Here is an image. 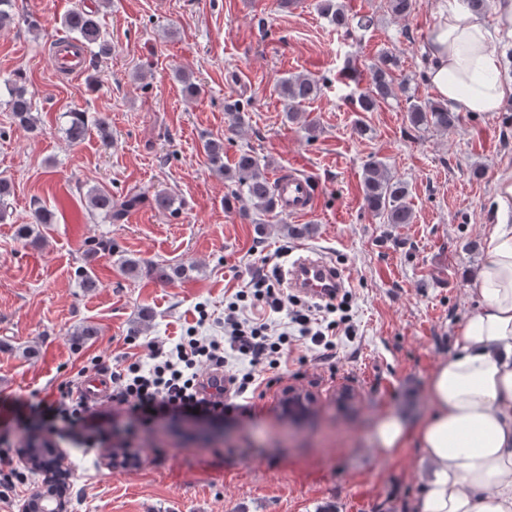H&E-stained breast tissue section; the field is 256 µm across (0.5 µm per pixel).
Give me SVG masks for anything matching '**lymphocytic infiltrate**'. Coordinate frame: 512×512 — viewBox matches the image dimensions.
I'll list each match as a JSON object with an SVG mask.
<instances>
[{"mask_svg":"<svg viewBox=\"0 0 512 512\" xmlns=\"http://www.w3.org/2000/svg\"><path fill=\"white\" fill-rule=\"evenodd\" d=\"M268 310L286 313L283 329H273L267 322ZM351 330L347 297L326 303L317 316L312 309L298 308L287 289L261 279L252 290L238 291L227 304L223 336H202L191 329L174 343H152L147 360L128 361L113 369L112 394L105 406L89 407L85 399L75 397V381L65 382L60 398L30 408L35 428L28 437L50 448L67 438L89 448L105 447L112 451L113 467H136L142 435L156 425L193 415L246 414L248 407L237 403V396L257 390L260 373L281 366L291 337L329 351L336 346L338 332ZM233 356L248 360L249 370L230 371ZM224 378L229 381L225 387L220 384ZM118 407L131 417L121 429L112 424Z\"/></svg>","mask_w":512,"mask_h":512,"instance_id":"1","label":"lymphocytic infiltrate"}]
</instances>
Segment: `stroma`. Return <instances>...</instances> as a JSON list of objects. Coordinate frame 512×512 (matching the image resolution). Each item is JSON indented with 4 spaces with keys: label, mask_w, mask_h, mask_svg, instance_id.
Segmentation results:
<instances>
[{
    "label": "stroma",
    "mask_w": 512,
    "mask_h": 512,
    "mask_svg": "<svg viewBox=\"0 0 512 512\" xmlns=\"http://www.w3.org/2000/svg\"><path fill=\"white\" fill-rule=\"evenodd\" d=\"M317 2L14 0L13 20L0 29V177L14 186L0 205V426L16 428L15 401L57 398L92 358L117 365L193 325L223 335L232 294L275 278L297 246L353 275L354 334L337 335L321 359L294 341L278 381L251 398L252 421L165 424L128 470L113 468L106 449L62 442L67 512H417L420 450L382 456L374 425L391 412L412 424L430 414L428 377L476 309L470 288L497 221L496 178L512 172V99L445 132L412 127L410 101L434 96L423 48L445 0H420L405 19L388 0H340L350 18L343 28L320 16ZM80 6L97 13L112 52L71 78L57 72L48 44ZM362 17L369 27L358 26ZM386 50L401 60L397 93L357 111ZM291 75L321 87L298 107L315 134L286 117L277 85ZM8 78L31 92L36 130L15 123ZM188 81L198 87L191 97ZM237 100L244 125L231 134L224 107ZM73 110L92 124L107 117L111 142L92 127L69 144ZM359 122L366 135L355 133ZM211 138L223 139L229 168L245 152L269 177L298 166L318 184L315 210L290 217L234 195L204 151ZM373 160L406 183L412 223H385L366 207L363 171ZM96 187L142 202L113 223L87 207ZM159 192L172 198L170 210L156 207ZM40 207L50 223H36ZM20 224L34 225L37 240H17ZM126 258L189 273L132 277ZM85 270L98 279L90 292L78 286ZM85 325L97 335L76 339ZM290 389L313 395L309 415L282 414Z\"/></svg>",
    "instance_id": "35a3bbf8"
}]
</instances>
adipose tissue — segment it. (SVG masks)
<instances>
[{"label":"adipose tissue","mask_w":512,"mask_h":512,"mask_svg":"<svg viewBox=\"0 0 512 512\" xmlns=\"http://www.w3.org/2000/svg\"><path fill=\"white\" fill-rule=\"evenodd\" d=\"M495 13L491 27L448 0L429 32L425 77L455 111L496 112L512 94L490 49L494 29L512 28V0H497ZM496 200L501 218L473 281L478 308L428 378L431 413L413 427L396 413L376 426L384 456L410 441L419 448L428 466L419 512H512V174L498 177Z\"/></svg>","instance_id":"obj_1"}]
</instances>
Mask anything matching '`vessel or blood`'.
<instances>
[{
	"label": "vessel or blood",
	"instance_id": "vessel-or-blood-1",
	"mask_svg": "<svg viewBox=\"0 0 512 512\" xmlns=\"http://www.w3.org/2000/svg\"><path fill=\"white\" fill-rule=\"evenodd\" d=\"M82 51L74 48L71 41H57L51 51L56 69L75 77L83 71ZM274 195L282 213L293 217H305L312 213L317 199L314 182L297 168L279 172L274 185ZM346 272L336 262L301 256L288 270L289 288L301 296L330 300L338 296L345 286Z\"/></svg>",
	"mask_w": 512,
	"mask_h": 512
}]
</instances>
